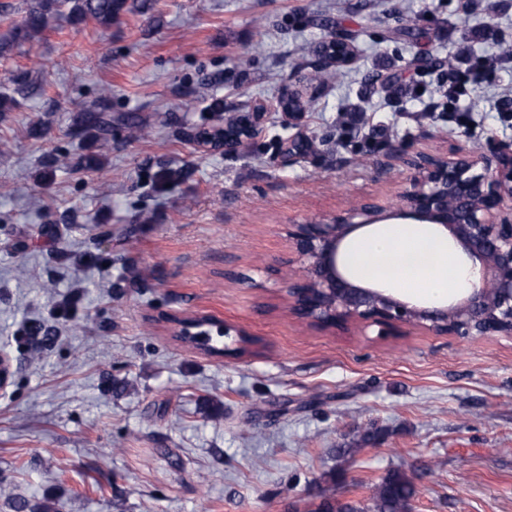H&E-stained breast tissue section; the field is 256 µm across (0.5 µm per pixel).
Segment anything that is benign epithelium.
I'll list each match as a JSON object with an SVG mask.
<instances>
[{
    "mask_svg": "<svg viewBox=\"0 0 512 512\" xmlns=\"http://www.w3.org/2000/svg\"><path fill=\"white\" fill-rule=\"evenodd\" d=\"M354 61L349 39L335 35L323 46L319 66ZM295 102L305 103L303 94L290 90L278 106L288 126L301 125L305 117L293 108ZM265 116V107L256 103L196 137L206 146L218 142L220 149L234 152ZM407 165L412 169L409 188L395 210L385 213L371 201L360 200L340 215L288 225L292 251L302 261L300 272L284 278L288 314L319 330L377 326L380 336L409 328L436 335L512 337V144L464 157L425 154L407 160ZM388 220L427 224L445 234L478 283L458 300L439 304L408 300L382 283L356 278L346 259L349 237ZM172 322L175 335L191 344L215 325L207 315Z\"/></svg>",
    "mask_w": 512,
    "mask_h": 512,
    "instance_id": "obj_1",
    "label": "benign epithelium"
}]
</instances>
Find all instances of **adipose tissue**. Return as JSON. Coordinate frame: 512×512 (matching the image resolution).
Instances as JSON below:
<instances>
[{
	"instance_id": "ef3b65f1",
	"label": "adipose tissue",
	"mask_w": 512,
	"mask_h": 512,
	"mask_svg": "<svg viewBox=\"0 0 512 512\" xmlns=\"http://www.w3.org/2000/svg\"><path fill=\"white\" fill-rule=\"evenodd\" d=\"M347 260L364 281H383L401 294L444 301L465 286L457 250L423 224H380L350 239Z\"/></svg>"
}]
</instances>
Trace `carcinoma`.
<instances>
[{
    "label": "carcinoma",
    "instance_id": "obj_1",
    "mask_svg": "<svg viewBox=\"0 0 512 512\" xmlns=\"http://www.w3.org/2000/svg\"><path fill=\"white\" fill-rule=\"evenodd\" d=\"M134 11L146 8L144 0H28L21 23L11 26L0 34V56L14 48L31 43L42 37L52 19L66 15L73 24L94 21L105 29L126 7ZM111 108L103 102L94 109L86 110L82 125L89 131L102 134L112 125ZM416 495L413 483L398 472L388 474L377 487L371 505L356 508L349 503L325 499L318 505L321 512H407Z\"/></svg>",
    "mask_w": 512,
    "mask_h": 512
}]
</instances>
